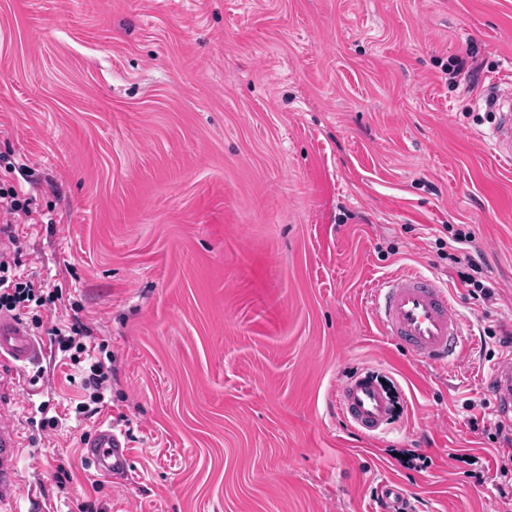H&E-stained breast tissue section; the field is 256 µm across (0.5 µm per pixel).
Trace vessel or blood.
<instances>
[{"label":"vessel or blood","instance_id":"b4317fda","mask_svg":"<svg viewBox=\"0 0 512 512\" xmlns=\"http://www.w3.org/2000/svg\"><path fill=\"white\" fill-rule=\"evenodd\" d=\"M489 108L497 116L492 147L496 155L512 162V99L495 98ZM370 308L383 333L421 364L444 369L460 358L466 345L464 320L446 288L435 278L407 269L380 280L371 290ZM42 353L23 322L0 313V368L13 371L21 381L29 364ZM496 411L512 414V356L494 368ZM8 388L0 383V504L14 500L23 490L17 458L23 446L14 414L5 407ZM336 407L342 419L361 434L372 436L386 425L389 404L371 380L356 374L336 390ZM85 458L97 474L120 478L130 466L127 443L111 427L99 426L83 443Z\"/></svg>","mask_w":512,"mask_h":512}]
</instances>
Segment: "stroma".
Returning a JSON list of instances; mask_svg holds the SVG:
<instances>
[{
    "label": "stroma",
    "instance_id": "1",
    "mask_svg": "<svg viewBox=\"0 0 512 512\" xmlns=\"http://www.w3.org/2000/svg\"><path fill=\"white\" fill-rule=\"evenodd\" d=\"M467 55L474 78L449 80ZM510 88L512 0H0V156L26 167L0 185L28 176L23 267L63 290L28 312L79 308L112 368L76 413L82 370L39 338L13 410L44 512H387L391 488L407 512H512L492 382L512 354V166L483 105ZM473 252L480 307L458 277ZM407 266L454 299L457 365L375 323L369 288ZM357 373L390 402L371 439L336 413ZM102 424L125 477L81 455Z\"/></svg>",
    "mask_w": 512,
    "mask_h": 512
}]
</instances>
